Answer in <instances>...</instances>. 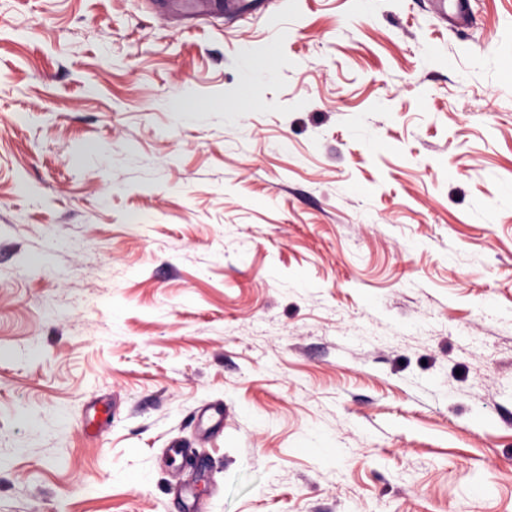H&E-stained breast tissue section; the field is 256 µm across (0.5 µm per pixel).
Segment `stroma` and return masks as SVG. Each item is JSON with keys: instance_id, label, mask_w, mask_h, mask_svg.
<instances>
[{"instance_id": "35a3bbf8", "label": "stroma", "mask_w": 512, "mask_h": 512, "mask_svg": "<svg viewBox=\"0 0 512 512\" xmlns=\"http://www.w3.org/2000/svg\"><path fill=\"white\" fill-rule=\"evenodd\" d=\"M149 2L0 0V512H512V0ZM435 9L448 23V16L451 23L462 28L468 21L469 1L468 0H433Z\"/></svg>"}]
</instances>
